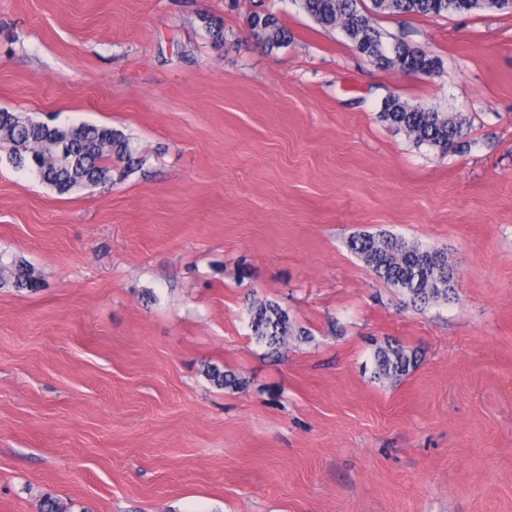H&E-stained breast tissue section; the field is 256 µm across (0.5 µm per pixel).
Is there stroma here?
<instances>
[{
  "instance_id": "1",
  "label": "stroma",
  "mask_w": 512,
  "mask_h": 512,
  "mask_svg": "<svg viewBox=\"0 0 512 512\" xmlns=\"http://www.w3.org/2000/svg\"><path fill=\"white\" fill-rule=\"evenodd\" d=\"M374 24L438 73L375 66L296 0H0V110L145 158L62 195L0 149V253L43 282L0 288V512H512V12ZM391 94L462 114L470 150L414 146ZM364 232L446 249L455 300L406 307ZM250 298L310 338L272 354ZM394 339L420 361L390 384ZM253 36L268 51L279 49L288 44V29L272 13H254L248 23ZM374 362V374L378 379L398 382L416 367L418 353L413 348L387 341L376 348ZM205 375L215 386L243 390L247 383L232 371L221 370L218 366H207Z\"/></svg>"
}]
</instances>
